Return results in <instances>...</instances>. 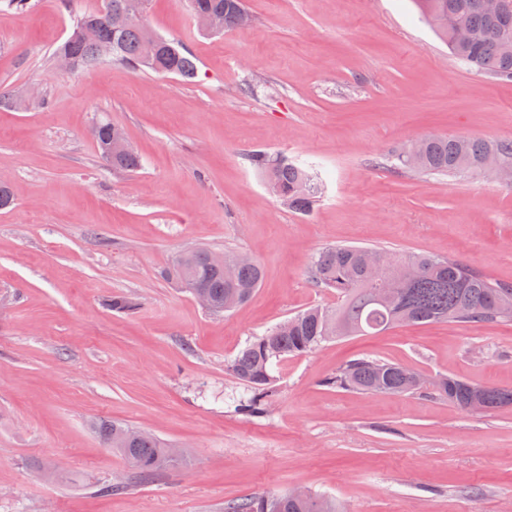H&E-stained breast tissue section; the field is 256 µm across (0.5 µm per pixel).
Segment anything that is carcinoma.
Returning a JSON list of instances; mask_svg holds the SVG:
<instances>
[{"label":"carcinoma","mask_w":512,"mask_h":512,"mask_svg":"<svg viewBox=\"0 0 512 512\" xmlns=\"http://www.w3.org/2000/svg\"><path fill=\"white\" fill-rule=\"evenodd\" d=\"M506 10L491 18L481 9V0H415L421 15L433 25L454 56L469 69L489 77L512 81V0H504ZM124 0H101L94 9L77 16L72 33L54 51V58L67 57L71 72H78L107 60L141 71L174 74L190 79L196 71L191 54L181 45L161 38L162 46L153 63L146 61L147 30L139 22L117 28L113 17ZM192 15L221 12L224 28L237 27L238 16L246 11L245 0H188ZM473 34L470 41L455 39L456 31ZM106 122H100L95 144L100 158L112 168L135 171L139 155L131 150L113 153L108 144ZM393 159L399 166L426 174L444 176L477 175L499 160L512 162V139H483L430 135L399 150ZM247 161L260 170L265 182L277 186L275 197L292 209L306 213L315 204L319 186L312 174L284 158L255 151ZM211 250L195 247L181 264L172 262L164 272L176 287L189 282L204 289L213 308L225 313L246 303L259 287L263 270L258 261L238 262L235 253H224V268L209 263ZM388 251L362 245H333L323 248L308 267L309 279L320 288H332L341 297L335 308L310 307L250 339L227 362L230 375L243 384L249 396L237 407L250 416L262 414L267 393L277 377L274 363L290 356L306 354L326 342L343 336L377 333L401 323L512 321V286L493 281L486 274L453 259L424 252L397 255L404 271L393 275L391 288L379 295L370 280L372 261ZM112 310H137L140 303L129 296H115ZM426 378L401 364L378 359L349 362L329 379L328 384L365 393L395 395L425 388ZM433 395L462 410L474 400L484 409L512 406V388L476 385L457 376L439 374L431 384ZM90 429L102 445L122 457L147 481L159 472L185 461L169 458L168 445L152 433L125 423L96 419ZM227 512H344L336 500L288 491L245 498Z\"/></svg>","instance_id":"cac0c4a2"}]
</instances>
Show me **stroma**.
I'll list each match as a JSON object with an SVG mask.
<instances>
[{
  "mask_svg": "<svg viewBox=\"0 0 512 512\" xmlns=\"http://www.w3.org/2000/svg\"><path fill=\"white\" fill-rule=\"evenodd\" d=\"M98 0L0 10V512H224L297 487L346 512H512V407L466 412L429 391L328 386L372 357L512 387V321L404 325L282 360L265 414L225 365L252 337L337 306L307 268L354 244L459 260L512 286V185L386 163L430 133L512 139V82L468 69L413 0H246L243 27L210 34L185 0L144 22L193 56L194 78L50 62L75 12ZM121 127L141 159L113 170L91 127ZM260 150L320 184L310 213L273 197ZM253 256L252 299L213 315L164 270L181 251ZM140 307L113 312L112 296ZM146 429L190 464L135 480L90 421ZM117 492L100 497L99 486Z\"/></svg>",
  "mask_w": 512,
  "mask_h": 512,
  "instance_id": "1",
  "label": "stroma"
}]
</instances>
